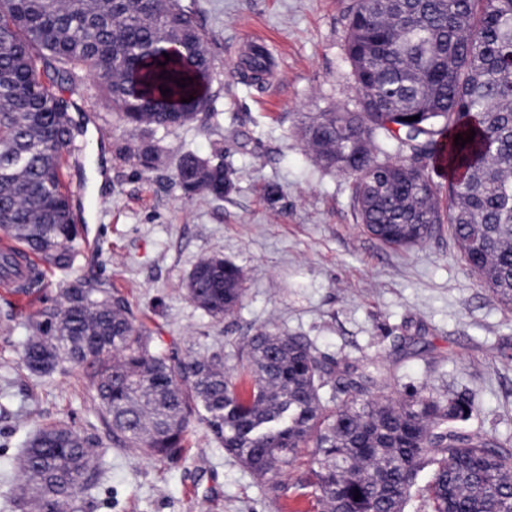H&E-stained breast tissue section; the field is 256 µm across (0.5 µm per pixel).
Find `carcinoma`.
Masks as SVG:
<instances>
[{
    "label": "carcinoma",
    "instance_id": "carcinoma-1",
    "mask_svg": "<svg viewBox=\"0 0 512 512\" xmlns=\"http://www.w3.org/2000/svg\"><path fill=\"white\" fill-rule=\"evenodd\" d=\"M163 37L179 41L196 69L212 71L207 33L180 0H0V234L56 270L71 271L81 253L65 170L82 150V128L71 116L75 102L45 78L66 80L70 94L96 99L150 136L201 114L206 127L216 116L210 98L187 103L188 119L168 111L180 90L177 72L159 66L156 86L141 88L142 65L160 56ZM346 55L359 111L309 117L304 135L318 162L351 179L359 222L386 245L416 246L449 225L465 266L511 311L512 0H356ZM472 130V142L455 145V135ZM378 142L398 158L378 161ZM118 153L144 175L160 162L151 141ZM443 154L453 171L444 201L418 166ZM235 173L222 149L208 157L188 151L173 179L188 200H221ZM25 260L0 251V280L38 293ZM243 279L240 267L213 255L194 265L185 290L220 320L240 306ZM27 328L26 369L37 376L67 364L88 369L112 440L145 457H181L196 417L274 489L311 449L298 486L312 489L320 512H423L413 498L425 469L432 512H512V448L464 426L474 411L466 396L386 395L373 373L318 355L301 336L267 330L238 344L250 376L243 396L221 356L159 353L128 302L87 275L69 280ZM100 448L67 425L35 432L20 476L39 512H71L98 478Z\"/></svg>",
    "mask_w": 512,
    "mask_h": 512
}]
</instances>
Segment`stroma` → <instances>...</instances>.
Masks as SVG:
<instances>
[{"instance_id": "obj_1", "label": "stroma", "mask_w": 512, "mask_h": 512, "mask_svg": "<svg viewBox=\"0 0 512 512\" xmlns=\"http://www.w3.org/2000/svg\"><path fill=\"white\" fill-rule=\"evenodd\" d=\"M181 3L209 35L217 122L157 134L162 163L145 178L118 155L140 133L95 100L77 99L73 117L87 130L85 151L66 171L85 227L74 275L112 283L162 354H218L232 369L240 339L273 328L306 338L322 356L386 374L398 390L469 394L470 428L512 441V362L504 359L512 354V311L466 269L449 231L411 248L370 235L348 177L321 167L300 131L305 116L357 107L344 50L353 0ZM256 35L270 54L261 90L238 75ZM219 147L237 172L233 190L221 200H186L173 183L180 155ZM268 182L278 188L276 200L262 192ZM214 254L245 278L241 305L221 320L184 291L193 266ZM65 280L49 271L42 293L23 309L0 284V504L15 492L26 439L58 422L103 446L98 482L76 512H286L300 501L292 485L306 459L284 475L288 493L276 495L196 421L179 460L150 459L113 444L83 368L32 375L21 362L26 322ZM405 336L424 337L429 351L402 346Z\"/></svg>"}]
</instances>
